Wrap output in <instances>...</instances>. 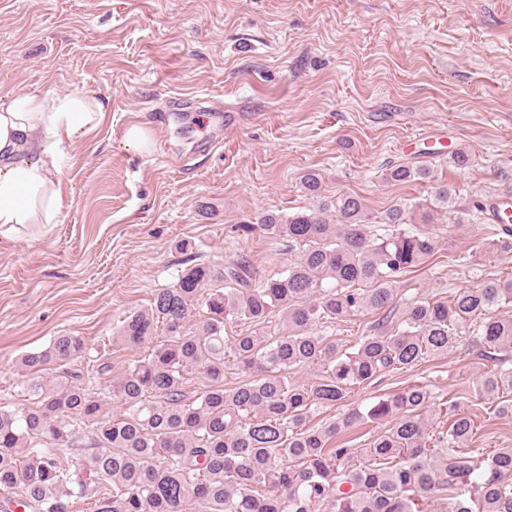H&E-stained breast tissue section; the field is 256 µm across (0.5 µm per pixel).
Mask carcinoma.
<instances>
[{
    "mask_svg": "<svg viewBox=\"0 0 512 512\" xmlns=\"http://www.w3.org/2000/svg\"><path fill=\"white\" fill-rule=\"evenodd\" d=\"M423 167L395 165L390 183L429 177ZM304 192L321 197L314 171ZM411 210L393 206L390 232L375 235L362 200L339 195L291 216L266 212L243 229L299 248L278 277L256 278L238 257L216 267L194 264L156 290L150 304L127 315L112 342L145 348L107 392L92 380L109 362L66 371L50 383L51 362L82 358V337L57 336L21 356V402L0 406V509L71 512L74 497L96 491L94 512H512V448H475L478 426L443 409L422 385L315 424L316 413L346 400L349 390L382 375L408 371L467 342L483 371L470 388L496 417H512V279H489L446 301L397 300L395 285L435 253L437 240L410 227L448 208L452 189ZM419 218H414V214ZM206 309L189 324L193 310ZM374 313L352 351L321 329ZM281 316L286 333L262 329ZM228 324L244 327L224 335ZM242 380L224 387V365ZM319 367L308 385L288 371ZM206 379L191 395V375ZM448 412L447 429L433 417ZM391 420L367 448L346 436ZM59 448L90 453L64 467Z\"/></svg>",
    "mask_w": 512,
    "mask_h": 512,
    "instance_id": "cac0c4a2",
    "label": "carcinoma"
}]
</instances>
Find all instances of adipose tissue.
Masks as SVG:
<instances>
[{
	"instance_id": "ef3b65f1",
	"label": "adipose tissue",
	"mask_w": 512,
	"mask_h": 512,
	"mask_svg": "<svg viewBox=\"0 0 512 512\" xmlns=\"http://www.w3.org/2000/svg\"><path fill=\"white\" fill-rule=\"evenodd\" d=\"M105 112L83 92L0 96V229L57 223L64 163Z\"/></svg>"
}]
</instances>
